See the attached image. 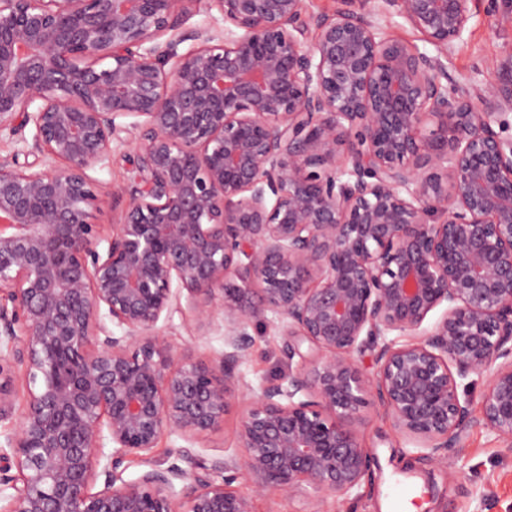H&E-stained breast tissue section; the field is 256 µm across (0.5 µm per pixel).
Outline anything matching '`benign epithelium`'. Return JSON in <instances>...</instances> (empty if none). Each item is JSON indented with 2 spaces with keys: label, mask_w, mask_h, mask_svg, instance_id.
Instances as JSON below:
<instances>
[{
  "label": "benign epithelium",
  "mask_w": 512,
  "mask_h": 512,
  "mask_svg": "<svg viewBox=\"0 0 512 512\" xmlns=\"http://www.w3.org/2000/svg\"><path fill=\"white\" fill-rule=\"evenodd\" d=\"M199 2L0 0V133L34 125L38 156L0 157V422L18 418L0 512H253L239 477L346 495L369 401L437 459L477 423L472 374L512 447V139L494 128L512 94L441 61L470 0H381L436 56L305 0H213L224 33H182ZM132 131L130 189L92 180ZM124 193L105 234L93 213ZM181 289L224 323L209 365L159 333ZM271 317L302 362L254 390L236 367ZM235 405L240 455L153 461ZM130 458L145 470L125 480Z\"/></svg>",
  "instance_id": "7a95c632"
}]
</instances>
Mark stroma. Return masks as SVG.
I'll return each mask as SVG.
<instances>
[{
    "instance_id": "1",
    "label": "stroma",
    "mask_w": 512,
    "mask_h": 512,
    "mask_svg": "<svg viewBox=\"0 0 512 512\" xmlns=\"http://www.w3.org/2000/svg\"><path fill=\"white\" fill-rule=\"evenodd\" d=\"M354 10L364 13L383 32L427 54H434L404 18L380 9L378 0H355ZM472 18L462 37L447 53L448 71L470 87L495 83L512 90V0H471ZM135 146L132 135L114 143L108 160L90 169V176L108 188L131 181L126 160ZM173 349L186 358L210 363L224 348L221 321L199 322L189 302H182L172 318L161 325ZM249 357L238 371L252 387H260L287 374L283 350L288 341L276 322L251 324ZM240 410L232 408L223 424L194 441L204 458L238 454ZM352 426L372 459L368 478L349 495L318 496L312 488L295 496L255 494L251 483L238 479L236 489L251 498L254 512H512V448L503 447L496 435L477 424L469 429L461 449L442 460L428 459L425 449L397 432L375 405L364 408Z\"/></svg>"
}]
</instances>
